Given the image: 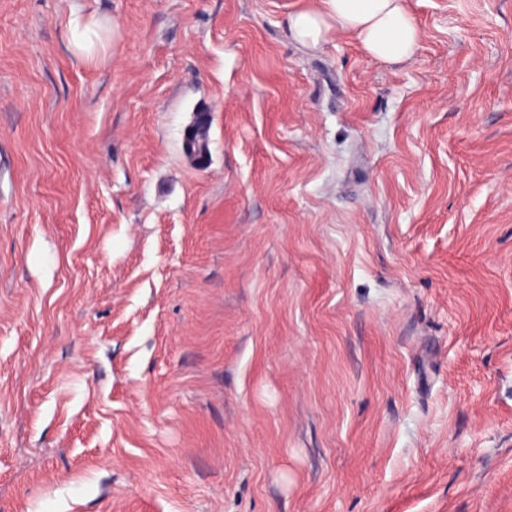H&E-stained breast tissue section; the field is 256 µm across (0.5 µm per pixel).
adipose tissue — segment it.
I'll return each instance as SVG.
<instances>
[{
  "mask_svg": "<svg viewBox=\"0 0 512 512\" xmlns=\"http://www.w3.org/2000/svg\"><path fill=\"white\" fill-rule=\"evenodd\" d=\"M293 39L318 46L331 31L354 35L371 57L399 63L410 59L418 45V27L406 0H321L320 7L288 17Z\"/></svg>",
  "mask_w": 512,
  "mask_h": 512,
  "instance_id": "obj_1",
  "label": "adipose tissue"
}]
</instances>
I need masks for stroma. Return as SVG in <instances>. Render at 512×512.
<instances>
[{"mask_svg":"<svg viewBox=\"0 0 512 512\" xmlns=\"http://www.w3.org/2000/svg\"><path fill=\"white\" fill-rule=\"evenodd\" d=\"M319 4L0 0V512H512V0ZM320 8L288 15V30L302 45L316 47L332 30L354 35L371 57L399 63L418 45V27L405 0H321Z\"/></svg>","mask_w":512,"mask_h":512,"instance_id":"1","label":"stroma"}]
</instances>
